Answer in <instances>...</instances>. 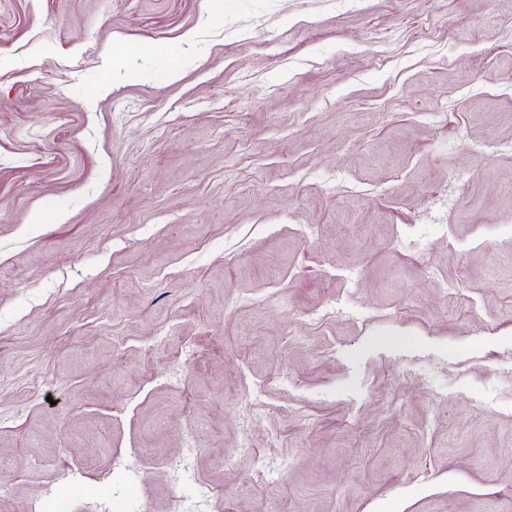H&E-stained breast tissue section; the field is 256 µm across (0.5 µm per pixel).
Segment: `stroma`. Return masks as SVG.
Instances as JSON below:
<instances>
[{
    "mask_svg": "<svg viewBox=\"0 0 512 512\" xmlns=\"http://www.w3.org/2000/svg\"><path fill=\"white\" fill-rule=\"evenodd\" d=\"M200 485L512 512V0H0V512Z\"/></svg>",
    "mask_w": 512,
    "mask_h": 512,
    "instance_id": "obj_1",
    "label": "stroma"
}]
</instances>
